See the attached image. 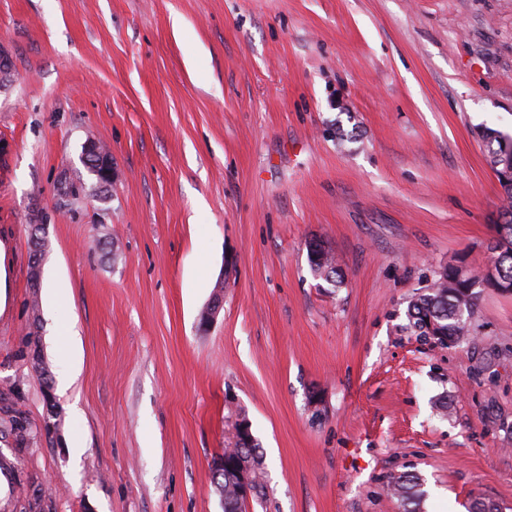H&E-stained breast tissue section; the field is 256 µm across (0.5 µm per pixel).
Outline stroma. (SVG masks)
<instances>
[{
  "label": "stroma",
  "mask_w": 512,
  "mask_h": 512,
  "mask_svg": "<svg viewBox=\"0 0 512 512\" xmlns=\"http://www.w3.org/2000/svg\"><path fill=\"white\" fill-rule=\"evenodd\" d=\"M0 48V419L35 436L0 438V512H224L241 417L253 512H401L410 471L423 512H512V295L477 288L448 347L406 316L492 257L479 134H512V0H0ZM107 149V148H106ZM105 148L100 149L98 142H87L84 149V160L88 165L95 166L99 175L107 185H112L114 172L111 153ZM308 261L315 276L318 274L320 277L319 279L327 283H332V287L338 288L341 286L343 283V275L334 254L329 257L324 255L319 262L315 263L316 268L312 265V261L310 259H308ZM231 452L229 454V458L233 453L243 452L246 455H250L254 463L256 464L257 470H259V477L261 473L262 466V456L259 452V446L255 441L246 446H240V448H227L224 449V453ZM224 453L217 454L211 462L212 469L218 474L224 473V495L221 498L222 506L224 508V512H240L239 506V498L244 504L243 511L247 510L250 503L255 499L258 495L257 484L259 483V478L255 477L256 470H254L250 464L245 461H238L233 463L235 466L238 479V495L235 489V482L233 480V474L229 468H225V457ZM420 487V477L410 472L393 477L389 484L390 493L400 500L404 512L419 511L422 497Z\"/></svg>",
  "instance_id": "35a3bbf8"
}]
</instances>
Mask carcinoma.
Returning a JSON list of instances; mask_svg holds the SVG:
<instances>
[{
  "mask_svg": "<svg viewBox=\"0 0 512 512\" xmlns=\"http://www.w3.org/2000/svg\"><path fill=\"white\" fill-rule=\"evenodd\" d=\"M501 134L488 129L483 135L487 148V162L494 170L504 169L501 155ZM502 189L498 225L500 237L492 248L491 263L480 271L460 265H448L433 276L430 284L414 294L408 301V329L417 336H434L440 344L453 336L472 335L471 316L475 293L473 289L490 278L495 284H512V182L499 181ZM312 272L321 280L338 288L343 275L335 256H323ZM27 432L26 418L19 412L0 422V435H10L17 443H24ZM390 493L401 502L403 512H419L422 497L421 479L415 473H402L389 484ZM239 497L233 474L224 470V512H239Z\"/></svg>",
  "mask_w": 512,
  "mask_h": 512,
  "instance_id": "cac0c4a2",
  "label": "carcinoma"
}]
</instances>
